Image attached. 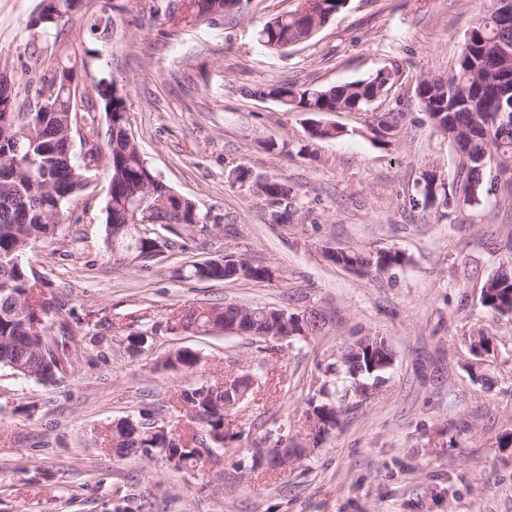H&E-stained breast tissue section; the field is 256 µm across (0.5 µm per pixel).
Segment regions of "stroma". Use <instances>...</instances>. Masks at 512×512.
<instances>
[{"instance_id":"obj_1","label":"stroma","mask_w":512,"mask_h":512,"mask_svg":"<svg viewBox=\"0 0 512 512\" xmlns=\"http://www.w3.org/2000/svg\"><path fill=\"white\" fill-rule=\"evenodd\" d=\"M40 0H0V63L17 86L40 58L75 54L88 81L116 83L130 129L151 168L207 214L196 258L234 252L276 270L274 280L175 277L173 248L144 267L114 260L105 239L110 174L93 172L71 220L30 262L50 281L62 319L82 335L66 345L74 367L50 383L0 368V512H110L112 491L149 500L152 512H512V314L481 304L485 281L512 259V208L490 190L478 208L443 217L411 207L422 171L451 179L457 158L415 96L427 74L450 76L467 33L489 0H350L306 43L260 46L261 23L297 0H241L212 21L182 20L183 0H85L50 33L28 28ZM112 4V38L93 39L91 15ZM402 72L401 138L384 147L363 112H331L343 136L313 140L306 115L250 97L259 83L317 88ZM273 175L292 189L271 199L254 186ZM289 210L288 223L273 212ZM393 248L405 265L367 277L333 265L325 248ZM313 306L332 321L298 345L257 351L246 336L174 329L189 306ZM154 329L142 351L129 333ZM488 332L478 355L472 339ZM367 334L386 337L393 365L372 397L284 473L254 467L273 423L299 427L304 401L326 365ZM187 346L203 375L221 381L262 371L230 417L234 439L202 471L174 472L162 455L115 461L107 427L142 409L173 424L180 389L195 375L163 369Z\"/></svg>"}]
</instances>
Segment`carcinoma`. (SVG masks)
Instances as JSON below:
<instances>
[{
	"mask_svg": "<svg viewBox=\"0 0 512 512\" xmlns=\"http://www.w3.org/2000/svg\"><path fill=\"white\" fill-rule=\"evenodd\" d=\"M320 12V25L345 9L344 0H299L292 11L283 12L264 22L257 31L259 44L267 49L282 51L287 45H297L315 33L308 17L297 18L306 3ZM83 9V0H41L39 11L28 20V26L43 32L69 23L71 15ZM89 30L102 41L112 34V15L105 12L89 21ZM512 53V11L492 3L478 17L470 30V44L463 45L454 65L453 74L443 80L435 76L417 81L415 89L422 91V110L427 119L448 139L457 155V165L450 182H439L435 200L429 191L414 190L410 203L423 210L447 207L451 204L474 208L483 200L484 177L491 165L497 171L493 180L502 184L503 201L512 202V104L499 101L494 81ZM74 66L57 64L41 75L34 95L46 97L50 109L45 112L18 111L15 82L5 70L0 71V119L6 109L13 110L9 124L0 127V367L37 382H51L65 370L64 359L53 353L58 334L71 333L68 324L57 323L60 308L48 298L51 283L38 279L24 262H15L39 242L55 237L58 225L70 221L69 206L89 187L90 173L100 165L110 172L109 198L105 205L106 237L109 245L130 261L147 263L161 255L168 241L149 229V225L128 223L129 215L144 198L156 204L155 218L167 219L166 232L181 236V231L199 227L205 231V217L195 205L173 193L148 165L128 128L126 101L116 85L104 78L94 82L102 103L107 129L106 150L98 145L99 128L87 127L86 150L75 157L74 134L68 128L75 125L76 87ZM395 79L376 73L358 80L323 88H301L294 83L259 84L248 94L260 99H273L290 110L294 107L310 112H336L350 108L371 113V130L378 133L376 142L390 145L403 130L407 113L395 106L384 111L373 106L375 99H387ZM330 262L338 267L376 266L391 269L407 263L399 250L379 258L366 251L341 249ZM179 277L197 281H270L275 271L268 265L251 261L225 260V256L205 265L189 259L177 269ZM482 305L491 313L512 314V269L503 268L489 279ZM276 307L230 305L224 308L184 310L177 322H186L204 333L224 331V321L244 315L249 328L256 330L252 343L258 350L276 342L268 334L274 327ZM202 356L189 347L172 352L163 367L186 372H199ZM326 372L344 381L342 387H330L323 382L306 400L304 414L315 411L322 423L333 430L337 426L333 394L341 403L346 398L360 403L357 394L365 386L381 382L384 370L370 371L367 352L337 358ZM250 386L224 387L222 382L194 384L180 391V400L189 411L193 433L181 434L173 429L154 432L143 423L146 411L135 418H121L106 430L103 444L119 459L131 455L151 458L163 454L184 465H174L182 471L196 467L211 448L224 447L228 438V418L225 403L235 402L238 395H247ZM123 512H149V502L132 493L123 492Z\"/></svg>",
	"mask_w": 512,
	"mask_h": 512,
	"instance_id": "1",
	"label": "carcinoma"
}]
</instances>
